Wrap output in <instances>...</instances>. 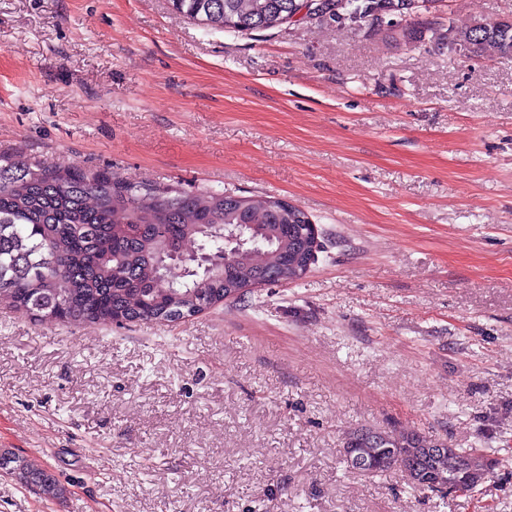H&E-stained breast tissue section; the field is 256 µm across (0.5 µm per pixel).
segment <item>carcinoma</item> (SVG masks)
Here are the masks:
<instances>
[{
    "label": "carcinoma",
    "mask_w": 512,
    "mask_h": 512,
    "mask_svg": "<svg viewBox=\"0 0 512 512\" xmlns=\"http://www.w3.org/2000/svg\"><path fill=\"white\" fill-rule=\"evenodd\" d=\"M183 16L212 30L251 33L289 22L303 0H171ZM403 0H330L310 20L362 28L411 42L417 29L386 25ZM448 51L512 57V19L448 25ZM309 215L261 197L192 192L122 182L110 168H61L0 157V301L38 322L177 323L251 284L293 281L306 271ZM224 255L210 265L205 255ZM443 451L438 452L436 448ZM364 453L369 474L403 464L408 485L440 494L483 485L497 460L452 448L413 431L361 429L342 453ZM0 470L46 499L66 488L19 454H0Z\"/></svg>",
    "instance_id": "carcinoma-1"
}]
</instances>
